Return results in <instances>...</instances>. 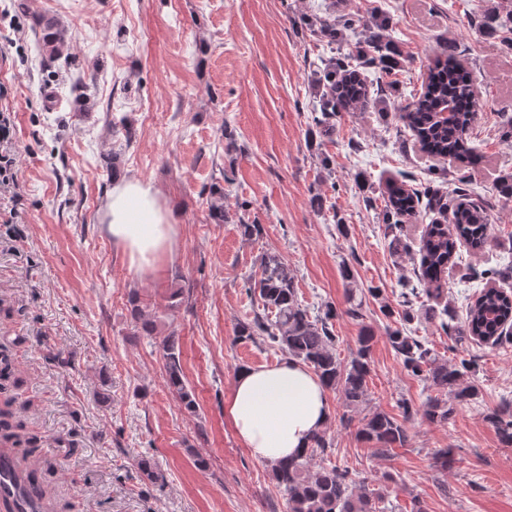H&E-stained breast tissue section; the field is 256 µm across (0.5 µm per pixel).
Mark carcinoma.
Segmentation results:
<instances>
[{
	"label": "carcinoma",
	"mask_w": 512,
	"mask_h": 512,
	"mask_svg": "<svg viewBox=\"0 0 512 512\" xmlns=\"http://www.w3.org/2000/svg\"><path fill=\"white\" fill-rule=\"evenodd\" d=\"M308 26L315 36L336 39L337 30L354 31L353 19L339 15L331 20L313 17ZM387 28L382 18L372 19L364 44L347 55L320 59L317 66L318 81L324 91L318 106L313 108L315 125L328 129L337 115L346 112H364L383 103L374 95L367 79L366 70L375 69L390 74L399 66V52L387 40L383 31ZM36 47L51 62L69 54L70 45L66 30L55 21L39 18L35 23ZM480 100L458 61L454 50L443 52L428 68L421 92L412 95L398 117L410 129L421 149L433 156L468 160L480 158L472 145L468 132L476 121ZM448 111L447 120L438 113ZM210 218L217 224L225 220L224 190L212 191ZM496 201L477 194L468 188L467 177L458 179V185L444 194L429 184L413 188L405 182L391 181L387 185L384 206L386 230L394 232L403 218L416 210L439 215L431 220L420 240L421 255L419 281L428 296L443 292L440 274L453 261L457 243L461 240L475 249L488 242V222ZM248 292L259 298L264 315L238 327L237 337L251 340L255 335L264 336L271 345L288 356L307 364L331 389L341 392L347 407L356 409L366 401L367 378L370 373V353L374 336L363 328L358 336L357 354L345 363L336 354V336L332 319L335 312L311 315L298 298L294 277L288 265L275 253H266L260 263L257 278H248ZM133 316L141 321V328L151 335L157 329V316L133 304ZM512 322V297L496 288H485L467 305L466 319L460 325L443 320L440 328L454 341L474 340L494 345L509 340L504 326ZM389 342L402 360L404 368L416 377L429 382V388L437 394L427 395L422 410L416 411L411 404L400 402L402 419L384 412H374L362 419L360 436L375 443L380 449L402 448L408 440L405 422L421 415L426 421L445 424L455 412L454 402H463L477 394L476 388L464 382L466 362L448 364L427 347L417 336H408L395 328L389 332ZM164 360L167 387L175 392L185 409L195 411V401L184 385L180 363V349L175 333L163 337L159 343ZM448 393L452 400L439 397ZM500 441L512 446V401L504 400L489 415ZM331 443L326 435H315L303 453L271 467L274 480L286 500L287 512H395L393 506L373 496L367 482L356 479L347 469L328 459ZM320 462H315V457Z\"/></svg>",
	"instance_id": "carcinoma-1"
}]
</instances>
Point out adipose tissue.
<instances>
[{
	"label": "adipose tissue",
	"mask_w": 512,
	"mask_h": 512,
	"mask_svg": "<svg viewBox=\"0 0 512 512\" xmlns=\"http://www.w3.org/2000/svg\"><path fill=\"white\" fill-rule=\"evenodd\" d=\"M112 241L147 272L173 256L175 220L156 190L134 177L116 181L103 204ZM224 414L251 456L272 465L302 453L329 422V391L303 362L286 357L272 366L241 369Z\"/></svg>",
	"instance_id": "ef3b65f1"
}]
</instances>
